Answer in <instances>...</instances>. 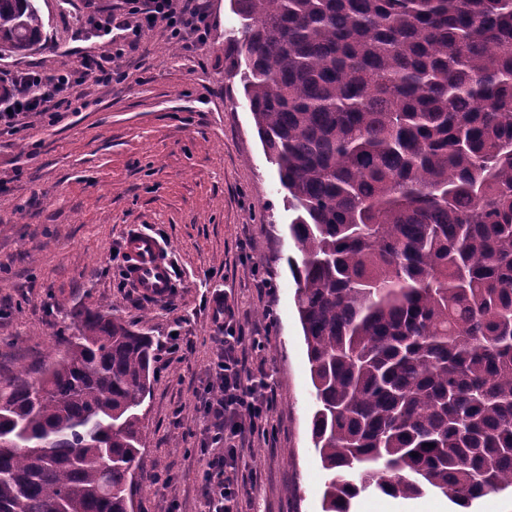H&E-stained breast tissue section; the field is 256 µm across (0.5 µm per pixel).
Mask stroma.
<instances>
[{"instance_id":"stroma-1","label":"stroma","mask_w":512,"mask_h":512,"mask_svg":"<svg viewBox=\"0 0 512 512\" xmlns=\"http://www.w3.org/2000/svg\"><path fill=\"white\" fill-rule=\"evenodd\" d=\"M44 27L35 51H0V72L75 68L109 54L119 84L87 82L85 108L55 121L26 115L27 131L0 134V385L19 368L31 378L59 355L77 315L104 309L154 340L151 389L141 407L135 512H204L199 452L206 422L198 395L225 307L245 335L255 373L269 375V433L239 461L243 512H323L328 473L311 439L316 409L307 347L288 260L293 213L264 152L249 105L228 66L241 21L230 0H210L205 43L195 52L145 32L115 55L108 38L81 33L78 18L122 0H36ZM170 248L175 289L155 299L124 286L111 262L130 230ZM268 287H261V280ZM225 304H217L216 295ZM179 334L181 348L172 350ZM351 512H458L446 494L404 499L361 493Z\"/></svg>"}]
</instances>
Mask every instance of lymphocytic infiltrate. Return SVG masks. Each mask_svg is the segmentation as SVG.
<instances>
[{
    "label": "lymphocytic infiltrate",
    "mask_w": 512,
    "mask_h": 512,
    "mask_svg": "<svg viewBox=\"0 0 512 512\" xmlns=\"http://www.w3.org/2000/svg\"><path fill=\"white\" fill-rule=\"evenodd\" d=\"M125 4L137 22L125 29L124 51L137 49L146 28H160L169 41L182 44L206 32L208 0H125ZM122 78L111 57L89 55L71 70L48 73L31 68L0 77V128L19 131L24 112L56 117L60 108L72 106L75 88L86 80L110 84ZM220 330L219 347L209 364V387L216 395L203 402L208 424L201 449L200 494L207 512H239V452L254 435L267 434L273 396L269 384L253 374L241 355L243 336L226 324Z\"/></svg>",
    "instance_id": "obj_1"
}]
</instances>
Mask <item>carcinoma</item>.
<instances>
[{"label":"carcinoma","instance_id":"1","mask_svg":"<svg viewBox=\"0 0 512 512\" xmlns=\"http://www.w3.org/2000/svg\"><path fill=\"white\" fill-rule=\"evenodd\" d=\"M35 2L0 0L1 51L40 44ZM231 2L296 212L323 512L512 489V0ZM63 342L0 388V512H132L153 338L88 309Z\"/></svg>","mask_w":512,"mask_h":512}]
</instances>
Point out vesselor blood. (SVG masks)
<instances>
[{
    "instance_id": "1",
    "label": "vessel or blood",
    "mask_w": 512,
    "mask_h": 512,
    "mask_svg": "<svg viewBox=\"0 0 512 512\" xmlns=\"http://www.w3.org/2000/svg\"><path fill=\"white\" fill-rule=\"evenodd\" d=\"M123 250L128 281L149 296H166L174 285L168 246L140 229L126 236Z\"/></svg>"
}]
</instances>
